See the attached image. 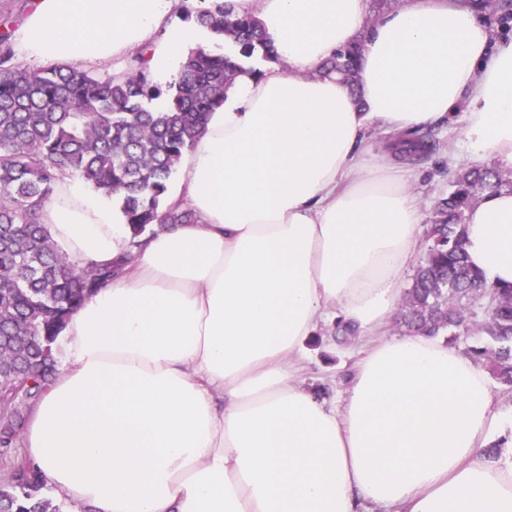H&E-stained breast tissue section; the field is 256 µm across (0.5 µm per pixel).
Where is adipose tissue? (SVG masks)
Returning a JSON list of instances; mask_svg holds the SVG:
<instances>
[{
    "label": "adipose tissue",
    "instance_id": "1",
    "mask_svg": "<svg viewBox=\"0 0 512 512\" xmlns=\"http://www.w3.org/2000/svg\"><path fill=\"white\" fill-rule=\"evenodd\" d=\"M181 0H36L19 54L94 64L143 47L177 76L203 29ZM275 62L236 79L179 165L171 203L197 215L133 239L121 212L68 178L41 212L70 259L124 258L58 338V377L26 452L55 494L93 512H512V418L486 372L420 334L384 336L422 213L413 168L356 152L467 107L471 160L512 170V37L463 0H224ZM163 41H156L158 29ZM362 43L356 88L317 76ZM485 282L512 286V191L466 213ZM340 319L371 342L343 408L307 389L306 343ZM501 445L505 454L487 458Z\"/></svg>",
    "mask_w": 512,
    "mask_h": 512
}]
</instances>
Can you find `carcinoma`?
<instances>
[{
  "label": "carcinoma",
  "instance_id": "cac0c4a2",
  "mask_svg": "<svg viewBox=\"0 0 512 512\" xmlns=\"http://www.w3.org/2000/svg\"><path fill=\"white\" fill-rule=\"evenodd\" d=\"M478 11L512 21V0H464ZM182 18L231 41L238 53L190 49L175 82L153 83L147 50L130 58L120 77L100 76L73 63L34 69L15 59L10 20L0 19V444L16 445L24 412L36 405L59 371L56 339L68 318L125 264L76 263L63 253L42 208L66 178L82 176L119 206L133 237L160 224H193L188 207L167 204L172 177L192 151L235 79L256 77L240 63L262 52L275 56L260 25L224 9V0L185 3ZM362 45L336 52L319 69L357 82ZM444 144L403 134L398 157L414 163ZM512 188L497 167H461L448 184L426 231L427 249L402 298L399 324L413 334L454 343L479 332L468 354L504 389L512 388V289L487 285L464 251L465 213L482 195ZM0 486V512H62L44 493L37 468Z\"/></svg>",
  "mask_w": 512,
  "mask_h": 512
}]
</instances>
